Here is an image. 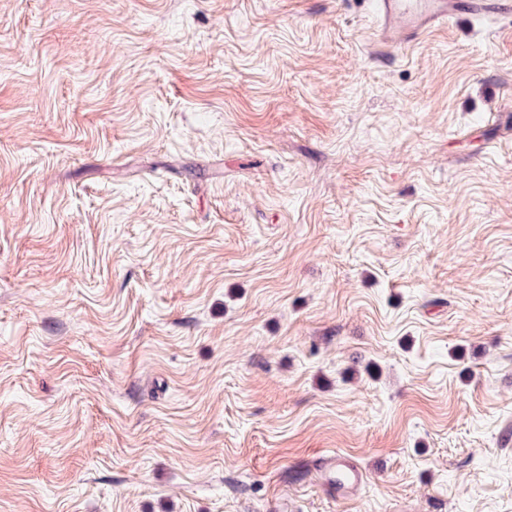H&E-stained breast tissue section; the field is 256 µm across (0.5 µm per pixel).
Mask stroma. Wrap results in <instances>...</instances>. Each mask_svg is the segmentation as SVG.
<instances>
[{
  "instance_id": "1",
  "label": "stroma",
  "mask_w": 512,
  "mask_h": 512,
  "mask_svg": "<svg viewBox=\"0 0 512 512\" xmlns=\"http://www.w3.org/2000/svg\"><path fill=\"white\" fill-rule=\"evenodd\" d=\"M372 26L0 0V512H512V31ZM326 469L339 496L350 493L362 482V472L359 467L341 455L330 456L326 461Z\"/></svg>"
}]
</instances>
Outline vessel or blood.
Returning <instances> with one entry per match:
<instances>
[{
    "mask_svg": "<svg viewBox=\"0 0 512 512\" xmlns=\"http://www.w3.org/2000/svg\"><path fill=\"white\" fill-rule=\"evenodd\" d=\"M376 19L373 42L396 48L419 42L438 29L464 18L512 17V0H374ZM326 469L338 495H346L362 482L359 467L343 456L333 455Z\"/></svg>",
    "mask_w": 512,
    "mask_h": 512,
    "instance_id": "b4317fda",
    "label": "vessel or blood"
}]
</instances>
